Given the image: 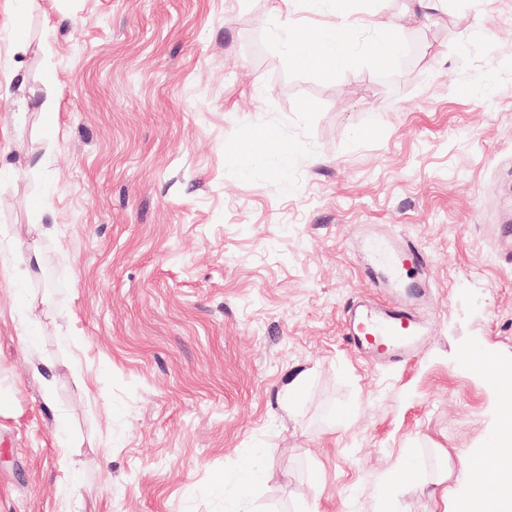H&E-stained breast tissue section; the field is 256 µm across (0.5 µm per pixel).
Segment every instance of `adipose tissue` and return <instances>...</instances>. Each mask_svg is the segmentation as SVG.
<instances>
[{"label":"adipose tissue","mask_w":512,"mask_h":512,"mask_svg":"<svg viewBox=\"0 0 512 512\" xmlns=\"http://www.w3.org/2000/svg\"><path fill=\"white\" fill-rule=\"evenodd\" d=\"M286 37L293 47L315 40L322 63L338 68L347 60L338 50L340 38L336 29H325L314 37L305 29L292 26ZM493 395L499 419L496 431L484 448L458 456L433 479V486L439 489L437 512H461L464 504L472 502L478 512H512V477L505 473L512 464V395L498 388Z\"/></svg>","instance_id":"1"}]
</instances>
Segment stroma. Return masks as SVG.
I'll return each mask as SVG.
<instances>
[{"mask_svg": "<svg viewBox=\"0 0 512 512\" xmlns=\"http://www.w3.org/2000/svg\"><path fill=\"white\" fill-rule=\"evenodd\" d=\"M18 7L0 0V83L24 75L0 107V512H234L248 452L250 512H434L385 497L401 456L427 481L485 447L462 352L512 365L486 230L512 225V0H351L335 70L276 34L336 24L310 0ZM386 224L426 250L437 319L374 369L342 311ZM30 245L43 267L16 276Z\"/></svg>", "mask_w": 512, "mask_h": 512, "instance_id": "1", "label": "stroma"}]
</instances>
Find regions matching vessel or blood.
<instances>
[{
    "label": "vessel or blood",
    "instance_id": "vessel-or-blood-1",
    "mask_svg": "<svg viewBox=\"0 0 512 512\" xmlns=\"http://www.w3.org/2000/svg\"><path fill=\"white\" fill-rule=\"evenodd\" d=\"M364 248L369 256L366 277L379 288L404 289L405 296L396 302L352 298L343 309V341L371 365H398L433 319L429 261L424 249L407 236L376 234L366 239ZM467 361L486 382H501L495 360L471 355Z\"/></svg>",
    "mask_w": 512,
    "mask_h": 512
}]
</instances>
